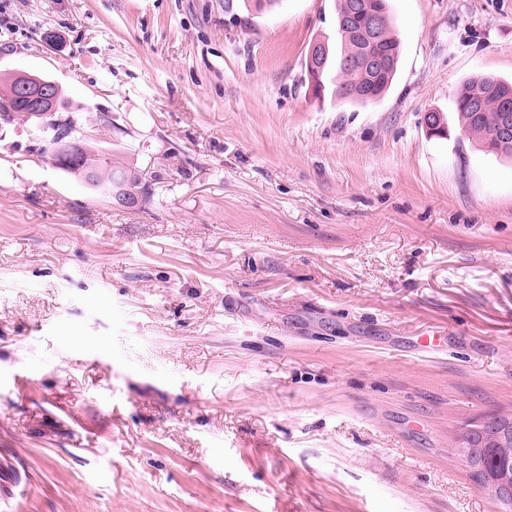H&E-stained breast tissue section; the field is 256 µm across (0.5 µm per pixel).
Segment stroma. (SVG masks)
<instances>
[{"label": "stroma", "mask_w": 512, "mask_h": 512, "mask_svg": "<svg viewBox=\"0 0 512 512\" xmlns=\"http://www.w3.org/2000/svg\"><path fill=\"white\" fill-rule=\"evenodd\" d=\"M389 7L361 105L306 74L336 0H0V74L149 190L0 125V512H500L455 448L512 418V158L453 98L512 81V0ZM14 91L11 76L0 78V121L9 124L18 116L36 123V136L45 141L49 159L60 170L73 175L91 191L105 196L112 193L117 204L134 206L146 199L148 189L141 182L139 174L124 166L114 155L105 157L88 144L77 112L68 111V101L63 88L55 90L56 112L54 107V87L56 82L19 72L14 74ZM26 101L29 112L25 103ZM30 112L45 113V117L30 115ZM80 135V136H78ZM85 137V138H84ZM63 138H83L84 152L80 160H67L55 151L56 141ZM92 173V178L88 175Z\"/></svg>", "instance_id": "obj_1"}]
</instances>
